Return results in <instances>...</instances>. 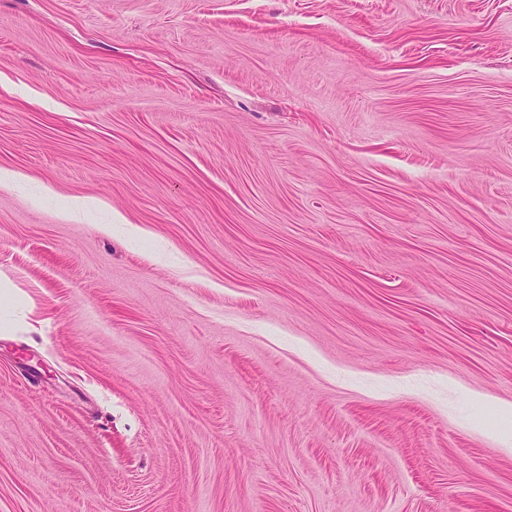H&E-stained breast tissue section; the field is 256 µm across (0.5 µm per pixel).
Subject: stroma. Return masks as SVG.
<instances>
[{"label":"stroma","instance_id":"1","mask_svg":"<svg viewBox=\"0 0 512 512\" xmlns=\"http://www.w3.org/2000/svg\"><path fill=\"white\" fill-rule=\"evenodd\" d=\"M0 512H512V0H0Z\"/></svg>","mask_w":512,"mask_h":512}]
</instances>
